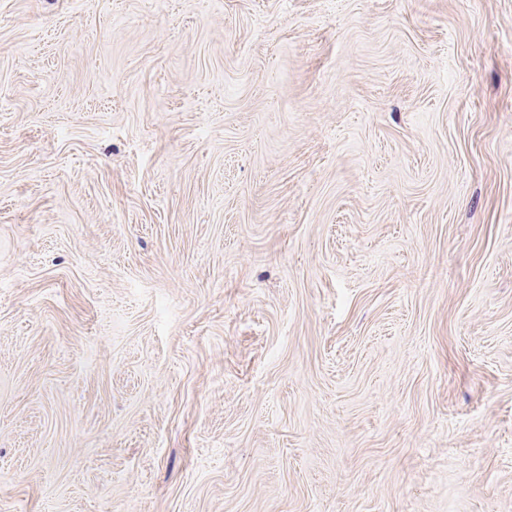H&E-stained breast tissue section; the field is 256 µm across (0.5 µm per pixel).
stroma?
I'll list each match as a JSON object with an SVG mask.
<instances>
[{"instance_id":"obj_1","label":"stroma","mask_w":512,"mask_h":512,"mask_svg":"<svg viewBox=\"0 0 512 512\" xmlns=\"http://www.w3.org/2000/svg\"><path fill=\"white\" fill-rule=\"evenodd\" d=\"M0 512H512V0H0Z\"/></svg>"}]
</instances>
